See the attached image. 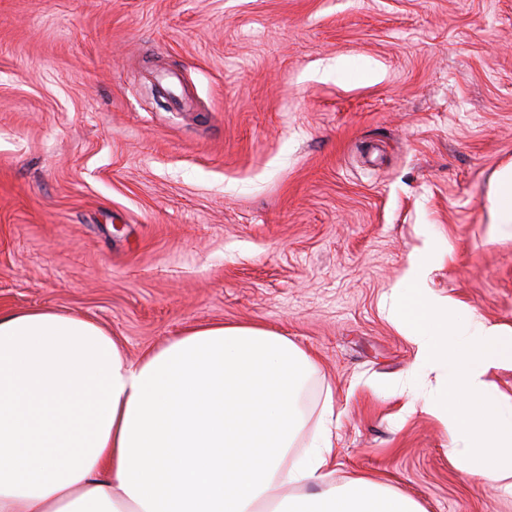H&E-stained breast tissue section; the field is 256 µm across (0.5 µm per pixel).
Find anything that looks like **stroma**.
I'll list each match as a JSON object with an SVG mask.
<instances>
[{"label":"stroma","instance_id":"stroma-1","mask_svg":"<svg viewBox=\"0 0 512 512\" xmlns=\"http://www.w3.org/2000/svg\"><path fill=\"white\" fill-rule=\"evenodd\" d=\"M512 0H0V311L110 330L138 360L259 324L313 361L301 455L423 512H512L397 385L440 371L384 303L432 245V292L512 330ZM491 230L512 234V171H504L496 180L490 195Z\"/></svg>","mask_w":512,"mask_h":512}]
</instances>
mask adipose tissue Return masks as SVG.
I'll return each instance as SVG.
<instances>
[{
  "label": "adipose tissue",
  "mask_w": 512,
  "mask_h": 512,
  "mask_svg": "<svg viewBox=\"0 0 512 512\" xmlns=\"http://www.w3.org/2000/svg\"><path fill=\"white\" fill-rule=\"evenodd\" d=\"M490 201L492 232L512 234L511 170ZM427 278L425 259H411L388 309L416 368L446 377L421 408L444 423L465 475L512 495V407L489 381L512 361V333L434 295ZM311 368L258 325L194 326L131 363L93 321L0 313V512H423L365 479L329 484L325 426L284 466ZM306 484L320 493L279 494Z\"/></svg>",
  "instance_id": "1"
}]
</instances>
